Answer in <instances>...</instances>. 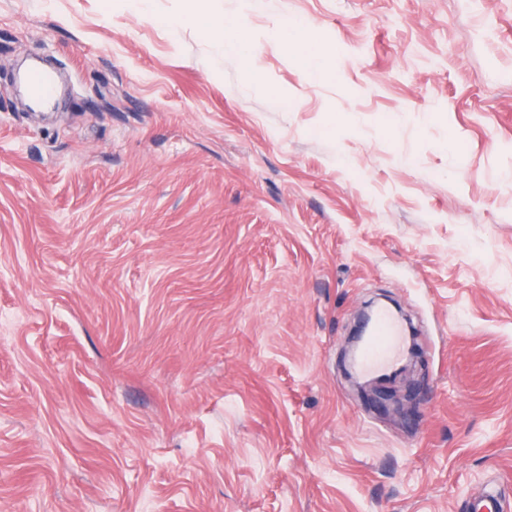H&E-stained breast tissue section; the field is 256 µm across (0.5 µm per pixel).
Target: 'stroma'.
I'll use <instances>...</instances> for the list:
<instances>
[{"label": "stroma", "instance_id": "35a3bbf8", "mask_svg": "<svg viewBox=\"0 0 512 512\" xmlns=\"http://www.w3.org/2000/svg\"><path fill=\"white\" fill-rule=\"evenodd\" d=\"M215 2L263 86L197 0H0V512L512 507V0ZM380 294L404 414L340 362ZM196 26L204 32L220 42H224L226 49L239 53L245 62L247 79L253 83H259L263 79V73L250 58L253 50L250 47V41L246 39L240 32L239 28L228 26L224 28V24H218L211 12H201L194 18ZM301 35V28L289 23L284 28L281 45L289 52L293 53L296 65L306 73L313 76H320L323 73V67L316 55L310 50H300L296 43Z\"/></svg>", "mask_w": 512, "mask_h": 512}]
</instances>
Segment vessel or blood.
Here are the masks:
<instances>
[{
	"instance_id": "vessel-or-blood-1",
	"label": "vessel or blood",
	"mask_w": 512,
	"mask_h": 512,
	"mask_svg": "<svg viewBox=\"0 0 512 512\" xmlns=\"http://www.w3.org/2000/svg\"><path fill=\"white\" fill-rule=\"evenodd\" d=\"M404 342V330L396 316L386 309H379L374 317L370 336L359 353L362 372L382 376L398 363Z\"/></svg>"
}]
</instances>
